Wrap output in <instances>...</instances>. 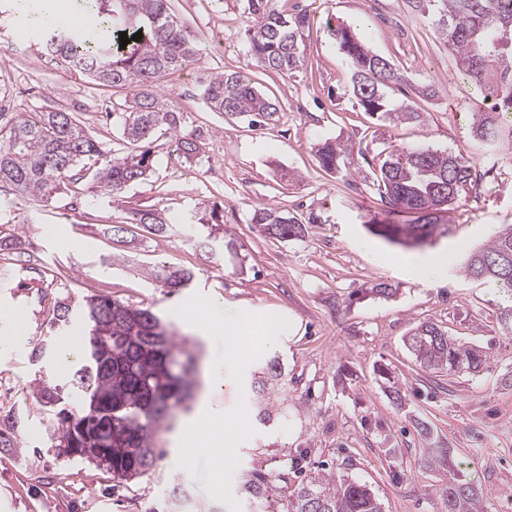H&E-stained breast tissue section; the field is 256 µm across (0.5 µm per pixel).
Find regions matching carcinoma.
<instances>
[{"instance_id": "cac0c4a2", "label": "carcinoma", "mask_w": 512, "mask_h": 512, "mask_svg": "<svg viewBox=\"0 0 512 512\" xmlns=\"http://www.w3.org/2000/svg\"><path fill=\"white\" fill-rule=\"evenodd\" d=\"M94 26L89 32L42 34L38 52L48 55L64 71L99 86L128 89L124 101L123 136L139 150L117 155L99 167L91 189L118 198L128 186L146 180L152 170L153 137L161 130L175 138L186 156L199 153L193 138L182 134L180 113L156 90V84L198 62L199 49L190 25L171 11V0H83ZM248 24L244 36L259 67L298 71L305 65L299 51V30L309 23L302 13L292 17L277 7V0H244ZM414 10L438 16L443 41L456 58L460 74L479 86L486 108L473 113V133L482 146L512 141V126L498 120L512 111V0H409ZM138 41L120 48L119 33ZM340 48L351 60L352 94L370 117L388 125L417 121L419 113L393 104L382 91L390 82L403 80L391 63L369 50L347 26L331 29ZM204 98L213 112H255L273 118L281 105L260 94L250 79L238 73L212 77ZM7 136L0 138V184L24 199L48 200L80 178L74 169L84 159L99 160L100 143L70 113L62 110L29 112L7 121ZM354 147L340 140L325 141L315 151L318 165L334 172ZM377 191L393 211L410 216L404 224L376 222L373 231L392 241L419 246L431 238L438 223L434 212H447L465 198L473 183L466 157L448 151L393 148L376 174ZM135 223L152 235L175 233V225L160 213L140 210ZM251 223L272 238L305 236L306 226L296 217L281 215L272 207L254 209ZM465 272L512 287V225L473 252ZM175 295L189 287L193 271L158 265L146 271ZM79 317L86 332L81 367L63 386L50 379L37 385V396L50 408L56 424L51 440L59 454L77 444L112 452L108 465L95 463L127 483L153 474L166 454L158 445L168 421L189 399L192 360L186 342L170 330L164 316L117 299L94 296L83 304ZM71 305H57L52 325L72 322ZM409 349L429 371L468 373L480 371L483 350L464 345L432 322L419 324L408 338ZM288 385L279 360L273 359L255 376L252 388L259 398V421L270 419L273 393ZM21 417L8 412L0 419V447L18 448ZM422 467L448 472L439 486L448 512H481L482 487L460 478L459 468L447 450L431 451ZM242 491L257 512H383L373 490L363 484L311 471L292 490L274 485L271 474L253 469L244 475Z\"/></svg>"}]
</instances>
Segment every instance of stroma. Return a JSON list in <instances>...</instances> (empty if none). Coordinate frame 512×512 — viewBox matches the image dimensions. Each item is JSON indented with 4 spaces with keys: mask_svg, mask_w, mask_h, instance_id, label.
<instances>
[{
    "mask_svg": "<svg viewBox=\"0 0 512 512\" xmlns=\"http://www.w3.org/2000/svg\"><path fill=\"white\" fill-rule=\"evenodd\" d=\"M14 3L0 0V79L37 73L14 84L16 111L73 113L107 154L132 150L122 138L121 116L112 113L126 90L93 85L31 53L13 30ZM280 7L309 18L298 38L306 65L293 73L257 66L244 38L240 0H171L175 16L192 27L213 20L224 25V53L200 40L195 78L179 73L158 85L180 109L182 132L200 144L198 155L184 157L170 134L157 133L151 176L127 187L115 202L89 193L84 180L48 203L14 199L0 188V271H9L0 274V308L26 317L19 331L0 320V416L13 409L24 419L20 447H0V512H150L175 490L193 506H211L205 470L192 478L175 466L189 414H179L161 434L166 454L156 474L116 484L105 470L58 455L51 419L34 393L43 376L66 383L72 372L61 369L59 352L65 344L85 343L79 320L52 326L57 301L68 299L77 309L87 298L109 296L166 315L178 336L201 352L202 388L194 407L229 409L237 389L227 369H212L213 340L172 313L198 291L227 308L281 311L296 324L293 336L272 351L285 367L288 388L270 421L257 422V399L250 391L244 396L253 434L239 448L233 490L255 468L288 478L326 468L371 487L384 512H446L438 493L441 474L421 470L418 460L424 449L448 448L464 478L482 486L483 512H512V335H504L498 321L512 296L464 271L474 249L512 225V162L499 163L497 151L476 147L472 134L482 92L459 74L434 19L412 11L407 0H282ZM340 23L403 75L385 93L420 112V120L379 126L369 118L351 93L349 60L330 32ZM234 72L281 103L276 120L207 108V80ZM429 84L434 96L419 94ZM336 138L351 141L360 154L328 173L320 169L314 147ZM395 145L448 150L476 164L473 189L418 247L390 243L368 228L373 219L406 220L390 212L373 185L380 153ZM283 169L298 173V180L281 181ZM263 205L318 221L305 237L279 241L251 224L254 209ZM212 206L224 215L236 255L196 238L151 235L130 221L138 210L176 218ZM121 223L129 226V242L102 234L103 225ZM64 239L75 240L76 248H62ZM358 239L371 253L355 247ZM439 251L448 254V276L436 283L399 274L393 265L401 255ZM112 254L190 268L198 277L170 297L135 272L102 265ZM382 282L396 288V295L374 296L372 286ZM424 321L481 347L484 369L454 374L421 368L405 340ZM39 342L45 352L37 360L31 351ZM382 365L398 381L400 397L386 392L378 376Z\"/></svg>",
    "mask_w": 512,
    "mask_h": 512,
    "instance_id": "35a3bbf8",
    "label": "stroma"
}]
</instances>
